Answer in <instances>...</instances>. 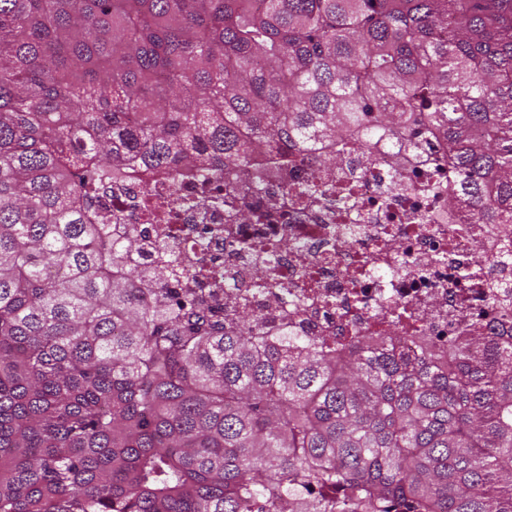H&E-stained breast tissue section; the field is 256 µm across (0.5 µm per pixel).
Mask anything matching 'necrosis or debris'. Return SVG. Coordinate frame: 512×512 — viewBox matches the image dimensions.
Returning <instances> with one entry per match:
<instances>
[{"mask_svg": "<svg viewBox=\"0 0 512 512\" xmlns=\"http://www.w3.org/2000/svg\"><path fill=\"white\" fill-rule=\"evenodd\" d=\"M374 155L370 161L351 150L339 169L317 164L303 169L314 182L351 185L355 203L351 210L319 203L288 212L289 249L279 256L275 272L289 294L305 298L300 321L308 335L338 336L353 324L374 326L376 311L384 306L405 309L441 341L479 332L512 334V310L485 306L477 292L457 281V267L477 246L487 257L483 284L512 282V263L501 255V225L469 224L462 215H449L445 195L453 174L439 139L431 135L398 149L381 141ZM168 188L165 179L130 175L99 200L102 212L136 225L145 245L138 266L154 265L170 249L182 262L217 259L250 289V305L267 325H278L280 294L255 288L248 252L224 251L223 206L178 211L164 224L146 216V201ZM364 263L371 275L360 288L348 287L350 275ZM309 278L310 288L304 285Z\"/></svg>", "mask_w": 512, "mask_h": 512, "instance_id": "necrosis-or-debris-1", "label": "necrosis or debris"}]
</instances>
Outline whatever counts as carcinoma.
<instances>
[{
    "label": "carcinoma",
    "instance_id": "1",
    "mask_svg": "<svg viewBox=\"0 0 512 512\" xmlns=\"http://www.w3.org/2000/svg\"><path fill=\"white\" fill-rule=\"evenodd\" d=\"M431 132L448 212L512 225V0H0V512H512V340L393 309L304 342L96 207L199 173L225 223L286 224L350 189L253 187ZM225 243L286 288L287 239Z\"/></svg>",
    "mask_w": 512,
    "mask_h": 512
}]
</instances>
